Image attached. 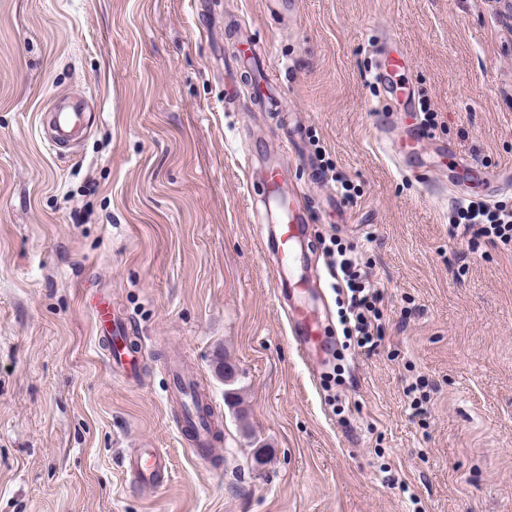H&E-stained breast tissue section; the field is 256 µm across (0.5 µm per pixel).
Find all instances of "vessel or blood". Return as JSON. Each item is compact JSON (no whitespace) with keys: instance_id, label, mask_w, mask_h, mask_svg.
Instances as JSON below:
<instances>
[{"instance_id":"1","label":"vessel or blood","mask_w":512,"mask_h":512,"mask_svg":"<svg viewBox=\"0 0 512 512\" xmlns=\"http://www.w3.org/2000/svg\"><path fill=\"white\" fill-rule=\"evenodd\" d=\"M377 61L373 78L382 87L384 94L379 100L377 112L381 125L392 120L409 118L407 135L395 151L402 157L409 177L421 184L429 183L433 171L419 160L415 147L435 140V132L416 121L418 93L404 78L408 57L396 41L383 39L375 49ZM250 73L251 98L258 108L284 112L279 82L272 69L265 66L256 43L249 39L238 40L234 52L224 62V104L236 105L240 100V81L243 73ZM86 115L78 109L68 110L54 107L50 114L52 134L47 143L52 151H59L70 140L74 129L84 126ZM287 216L275 233L278 245V261L270 271L276 287H283L288 278L296 277L304 260L293 249V244L302 236V217L291 203H284ZM295 301L288 312L290 340L308 372H316L327 352L321 335L319 314L310 306L304 289H294ZM95 322V347L102 355L107 368L115 378L127 385L137 386L145 368L147 352L144 349L132 322L119 317L111 300L96 297L91 304ZM172 385L170 393L177 398L182 412L176 423L179 436L183 437L195 459L213 463L219 456L217 445L218 428L211 419L196 408V386L193 377L177 363H167ZM124 472L132 487L144 498L154 497L172 479V464L169 455L159 448H138L124 460Z\"/></svg>"}]
</instances>
